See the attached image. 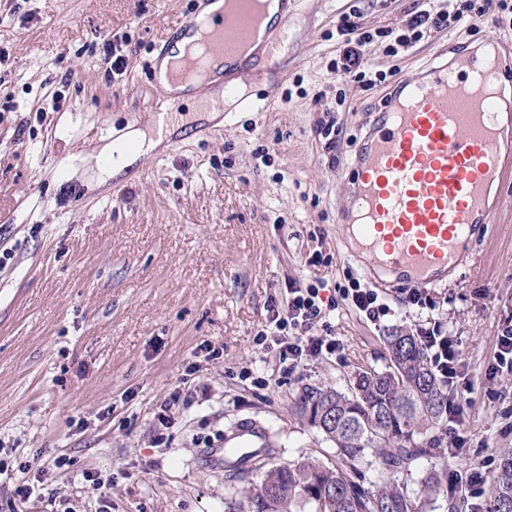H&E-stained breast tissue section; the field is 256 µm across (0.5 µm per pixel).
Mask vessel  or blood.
Returning a JSON list of instances; mask_svg holds the SVG:
<instances>
[{
  "mask_svg": "<svg viewBox=\"0 0 512 512\" xmlns=\"http://www.w3.org/2000/svg\"><path fill=\"white\" fill-rule=\"evenodd\" d=\"M264 18L255 0H198L160 52L169 66L151 79L156 93L182 80L203 44L205 76L187 90L201 111H223L225 99L242 96L247 77L281 70L295 42L287 21L267 27ZM502 78L495 59L463 57L451 68L435 55L371 113L338 216L373 260L363 270L372 285L383 287V274L395 272L410 288L439 286L491 223V188L512 173V151L503 149L512 98Z\"/></svg>",
  "mask_w": 512,
  "mask_h": 512,
  "instance_id": "b4317fda",
  "label": "vessel or blood"
}]
</instances>
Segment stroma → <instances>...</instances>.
Wrapping results in <instances>:
<instances>
[{
  "instance_id": "35a3bbf8",
  "label": "stroma",
  "mask_w": 512,
  "mask_h": 512,
  "mask_svg": "<svg viewBox=\"0 0 512 512\" xmlns=\"http://www.w3.org/2000/svg\"><path fill=\"white\" fill-rule=\"evenodd\" d=\"M424 7L293 0L299 40L284 71L250 80L270 96L268 111L180 105L187 122L170 139L102 176L85 156L129 131L152 132V67L195 0H0V458L14 465L0 474V512H224L231 491L208 448L250 420L265 430L256 451L276 448L279 461L333 456L291 414L294 398L310 386L345 392L357 373L385 369L387 332L417 331L429 317L457 336L471 385L464 421L439 447L450 469L468 476L512 447V375L487 372L512 314V179L497 186L498 214L465 265L432 289L430 315L402 305L403 285L389 284L381 324L339 306L329 316L336 354L286 374L253 341L289 282L319 280L332 296L362 275L337 212L369 109L399 78L417 77L439 45L462 53L512 38V28L481 20L387 55L380 31ZM344 13L373 34L365 58L385 81L337 78ZM123 34L138 52L113 85L103 44ZM327 110L342 129L330 150L313 130ZM203 345L223 358L196 362ZM195 362L210 395L176 405L155 443L156 406ZM60 454L69 463L58 468ZM22 461L28 474L15 468ZM88 471L105 479L100 491L86 487ZM24 476L39 486L25 501L14 494Z\"/></svg>"
}]
</instances>
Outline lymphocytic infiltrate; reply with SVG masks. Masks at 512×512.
I'll return each mask as SVG.
<instances>
[{"mask_svg": "<svg viewBox=\"0 0 512 512\" xmlns=\"http://www.w3.org/2000/svg\"><path fill=\"white\" fill-rule=\"evenodd\" d=\"M493 0H437L429 8L415 12L406 20L387 51L398 55L416 43L443 28L461 25L469 19H478L488 14ZM359 24L351 15H340L336 30L343 43L336 60L337 76L350 78L359 83L372 84L363 48L372 42V34L358 35ZM351 306L367 321L377 324L390 314L391 308L377 289L351 279L348 287L340 289L338 297H326L317 285L306 287L290 285L288 296L282 302H270L265 322L257 331L254 342L263 350L272 352L279 363L293 369L306 362L322 360L336 353L339 342L332 335L327 318L337 303ZM419 338L428 350L433 370L453 388V397L448 408L450 422L459 424L464 419L465 385L460 384L461 360L457 339L451 336L438 322L421 327Z\"/></svg>", "mask_w": 512, "mask_h": 512, "instance_id": "f902f5d3", "label": "lymphocytic infiltrate"}]
</instances>
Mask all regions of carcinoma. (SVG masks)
Returning a JSON list of instances; mask_svg holds the SVG:
<instances>
[{"instance_id": "cac0c4a2", "label": "carcinoma", "mask_w": 512, "mask_h": 512, "mask_svg": "<svg viewBox=\"0 0 512 512\" xmlns=\"http://www.w3.org/2000/svg\"><path fill=\"white\" fill-rule=\"evenodd\" d=\"M384 341L385 370L358 373L347 393L305 387L291 404L294 416L335 446L336 461L270 459L250 471L231 464L229 478L240 487L230 512H433L440 497L448 512L473 509L448 483V457L437 453L448 427L447 385L410 330L394 328ZM424 461L429 472L411 492L399 476ZM365 463L376 466L378 481L364 483ZM488 489L493 512H512V448L498 450Z\"/></svg>"}]
</instances>
